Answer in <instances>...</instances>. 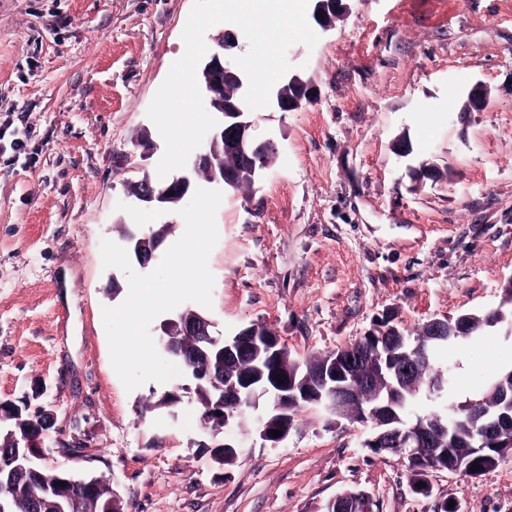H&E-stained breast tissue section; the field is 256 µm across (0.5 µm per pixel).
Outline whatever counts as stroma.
Here are the masks:
<instances>
[{"label": "stroma", "instance_id": "stroma-1", "mask_svg": "<svg viewBox=\"0 0 512 512\" xmlns=\"http://www.w3.org/2000/svg\"><path fill=\"white\" fill-rule=\"evenodd\" d=\"M343 2L314 49L287 52L317 101L253 114L280 152L216 218L208 314L227 336L266 325L304 360L387 317L413 333L502 309L484 340L449 352L460 403L512 368V0ZM192 5L0 0V400L43 388L55 464L114 480L124 512H319L346 490L374 512H512V458L477 477L429 470L418 496L406 458L371 452L367 427L310 406L275 448L245 415L223 432L242 452L221 466L193 395L154 406L183 377L124 388L102 309L125 300L128 279L100 247L132 221L128 184L158 177L161 152L136 142H163L147 110L185 52ZM477 84L487 104L463 112ZM423 164L434 176L419 182Z\"/></svg>", "mask_w": 512, "mask_h": 512}]
</instances>
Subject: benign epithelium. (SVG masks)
<instances>
[{"instance_id":"obj_1","label":"benign epithelium","mask_w":512,"mask_h":512,"mask_svg":"<svg viewBox=\"0 0 512 512\" xmlns=\"http://www.w3.org/2000/svg\"><path fill=\"white\" fill-rule=\"evenodd\" d=\"M311 17L316 25L324 32L332 29L333 18L336 17L337 4L335 0H310ZM240 34L226 30L215 41L219 50L203 59L197 71L202 79L199 84L211 111L217 115L218 125L213 129L212 136L206 149L196 155L191 164L169 181L155 184L148 179L138 183L137 191L132 194L138 207L151 206L160 213H168V206L182 201L195 189L196 174L199 169H209L208 180L212 183L230 186L232 175L224 170L214 169L213 155L217 147H222L224 153L233 156L238 166H246L251 179H260L278 153V145L272 138L259 139L253 134V121L249 107L244 102L248 88L245 73L237 66L228 64L224 52L242 49L239 42ZM317 97V90L299 74L289 72L273 87L269 107L279 112H290L297 109L303 101H312ZM487 103L486 93L482 88H472L467 96L465 110H482ZM261 159V166L254 164L255 159ZM125 248L134 255L139 265L147 267L154 257L159 242L154 236H140L131 233L124 240ZM489 324L473 315H463L455 320H433L428 323L429 335L432 338L446 339L448 335L469 336L478 328ZM160 328L167 336H191L202 343V347L193 351H177L171 344L167 351L177 353L180 357L182 372L188 383L181 389L198 390L216 382L213 372L202 368L198 360L205 355L203 347L220 346L224 361H236L246 357L248 348L256 350L254 360L255 371L238 378L224 376V385L220 386L217 400L209 408L208 419L224 425H229L237 416L236 409L244 403L256 408L262 398H267L269 404L262 413L259 426V438L276 446L286 440L290 432L288 412L292 406L303 401L317 404L337 417L344 415L342 397L351 391V387L360 382L364 386L373 385L375 374L367 373L363 379L355 376V367L361 363L362 353L352 350L346 357H337L325 361L315 371L304 372L291 376L279 370L280 354L283 345L276 333L259 326H249L234 336L227 338L215 335V323L207 317L186 309L163 321ZM375 363L380 370L387 371L391 378L387 402H379L363 412L365 418L373 417L382 425L366 439V445L378 453L392 452L400 449L402 455L412 460L432 461L435 455V438L432 431L421 423H408L394 412V398L400 392V386L413 380L418 373V367L407 353L388 362L380 356ZM283 384H278V379ZM512 425L511 419L487 418L468 440L472 448H485L492 444L501 449L502 456L512 455V439L503 438L501 434ZM278 429L282 435L275 437L270 431ZM14 447L18 451L10 456L9 462L18 466L33 469L45 465L46 455L40 440L32 436H14ZM215 451L222 452L220 460L224 463L237 458L240 452L239 443L226 439L212 445ZM101 485L97 477L77 478L72 474L62 479V484H54L55 491L61 497L72 502L75 493L94 494Z\"/></svg>"}]
</instances>
